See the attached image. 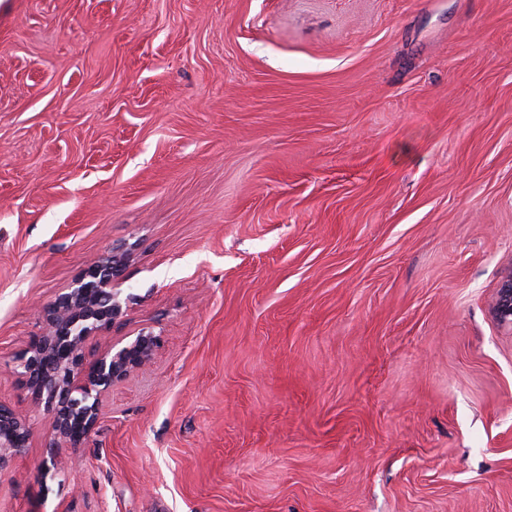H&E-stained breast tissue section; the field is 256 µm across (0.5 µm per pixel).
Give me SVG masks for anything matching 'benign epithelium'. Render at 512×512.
<instances>
[{"mask_svg": "<svg viewBox=\"0 0 512 512\" xmlns=\"http://www.w3.org/2000/svg\"><path fill=\"white\" fill-rule=\"evenodd\" d=\"M130 253L122 245L93 265L71 287L41 309L43 332L17 359L35 407L53 413L48 444L51 464L84 447L95 433L100 406L112 388L146 368L160 346V336L142 329L109 343L92 361L85 344L115 326L126 311L121 286ZM492 312L512 329V271L500 282ZM27 416L0 403V472L29 446Z\"/></svg>", "mask_w": 512, "mask_h": 512, "instance_id": "benign-epithelium-1", "label": "benign epithelium"}]
</instances>
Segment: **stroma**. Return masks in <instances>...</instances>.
I'll list each match as a JSON object with an SVG mask.
<instances>
[{
    "label": "stroma",
    "mask_w": 512,
    "mask_h": 512,
    "mask_svg": "<svg viewBox=\"0 0 512 512\" xmlns=\"http://www.w3.org/2000/svg\"><path fill=\"white\" fill-rule=\"evenodd\" d=\"M116 243L63 479L15 357ZM511 267L512 0H0V512H512ZM492 312L496 321L512 330V271L506 272L500 282ZM29 442L27 416L0 403V472L10 467L15 458L29 446Z\"/></svg>",
    "instance_id": "stroma-1"
}]
</instances>
